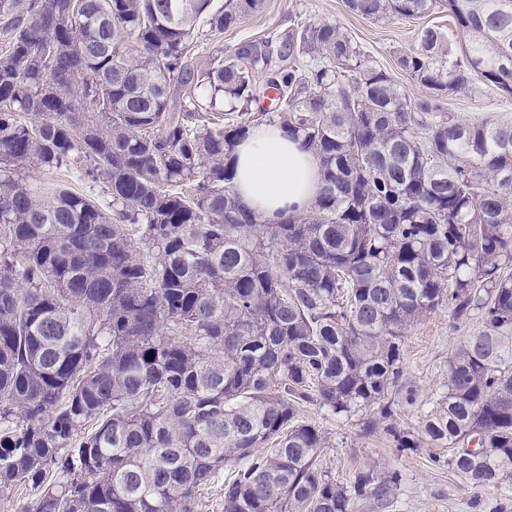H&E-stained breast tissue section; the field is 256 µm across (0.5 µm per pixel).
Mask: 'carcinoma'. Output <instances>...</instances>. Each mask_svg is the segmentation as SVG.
I'll return each mask as SVG.
<instances>
[{
	"instance_id": "carcinoma-1",
	"label": "carcinoma",
	"mask_w": 512,
	"mask_h": 512,
	"mask_svg": "<svg viewBox=\"0 0 512 512\" xmlns=\"http://www.w3.org/2000/svg\"><path fill=\"white\" fill-rule=\"evenodd\" d=\"M371 20L448 10L399 68L330 21L191 63L265 0H0V493L25 512H384L397 472L340 483L314 405L400 451L446 444L467 484H512V118L447 111L471 73L512 96V0H347ZM275 107L252 112L256 74ZM229 104L235 117L218 111ZM302 139L321 188L268 224L230 161L250 128ZM102 185L107 205L41 175ZM476 321L420 413L406 333ZM37 493L31 489L11 491L0 494V512H22L36 498Z\"/></svg>"
}]
</instances>
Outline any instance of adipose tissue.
<instances>
[{
	"label": "adipose tissue",
	"mask_w": 512,
	"mask_h": 512,
	"mask_svg": "<svg viewBox=\"0 0 512 512\" xmlns=\"http://www.w3.org/2000/svg\"><path fill=\"white\" fill-rule=\"evenodd\" d=\"M234 186L242 205L265 221L276 222L311 206L320 189L319 165L280 127L261 126L236 149Z\"/></svg>",
	"instance_id": "ef3b65f1"
}]
</instances>
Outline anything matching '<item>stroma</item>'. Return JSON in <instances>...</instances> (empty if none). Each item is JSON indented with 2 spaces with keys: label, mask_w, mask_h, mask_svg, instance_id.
<instances>
[{
  "label": "stroma",
  "mask_w": 512,
  "mask_h": 512,
  "mask_svg": "<svg viewBox=\"0 0 512 512\" xmlns=\"http://www.w3.org/2000/svg\"><path fill=\"white\" fill-rule=\"evenodd\" d=\"M321 20L339 24L411 96L421 94L422 89L400 70L396 53L413 45L416 30L427 25L439 27L456 53L463 42L454 20L444 10L418 19L377 22L351 12L346 0H266L262 12L249 16L237 28L221 34L200 31L194 39L192 59L202 66L216 50L234 52L249 42L279 41L297 26ZM448 109L467 120H484L502 113L512 115V98L486 87L476 76L465 90L449 97ZM478 328L475 321L456 328L447 312L439 311L409 331L402 346V362L417 390V402L399 405L401 425L417 429L422 409L444 389L452 354ZM301 418L326 434L329 446L323 449L320 462L337 481H349L356 471L368 467L400 474L394 512H500L506 503L505 490L472 487L450 469L436 468L433 457L448 456L449 448L433 446L400 452L383 435L361 436L362 417L339 418L314 406L305 407Z\"/></svg>",
  "instance_id": "35a3bbf8"
}]
</instances>
